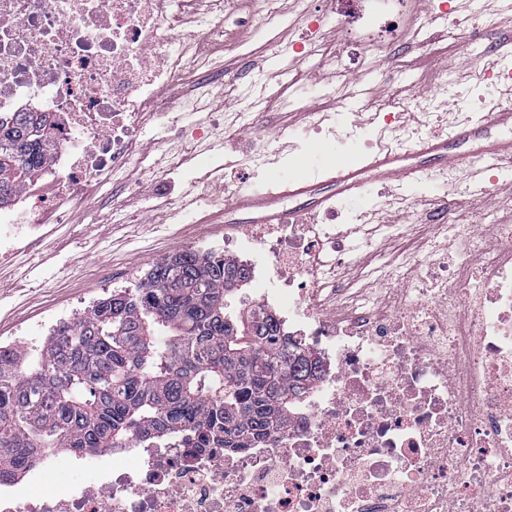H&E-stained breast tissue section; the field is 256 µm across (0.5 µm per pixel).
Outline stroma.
Returning <instances> with one entry per match:
<instances>
[{"label":"stroma","instance_id":"35a3bbf8","mask_svg":"<svg viewBox=\"0 0 512 512\" xmlns=\"http://www.w3.org/2000/svg\"><path fill=\"white\" fill-rule=\"evenodd\" d=\"M410 0L393 47L378 52L346 39L357 13L356 0H310L306 12L281 0L278 17L262 21L263 0H244L224 11V48L205 66L192 67L164 88L165 104L181 100L193 86L209 93L181 120L183 138H173L160 121H149L143 145L156 168L138 169L121 195L103 189L92 207L68 224L44 226L24 235L16 254L0 255V341L31 345L59 319L73 317L119 288L133 287L163 257L205 240L224 242V224H194L184 208L214 213L210 197L238 189H260L288 170L303 167L313 150L339 153L354 132L376 140L383 116L368 110L376 86L397 97L431 93L447 83L445 110L403 119L405 129L426 136L448 128L450 113L486 110L479 67L498 62L494 46L503 32L497 9L502 0ZM320 39L324 52L303 58L299 47ZM235 79L236 106L225 107L224 87L213 74ZM316 112L320 128L300 121ZM224 125L213 129L214 114ZM208 129L198 142L195 128ZM183 157L170 169L171 151ZM421 214L408 221V206ZM340 209L360 223L385 220L406 230L388 240L384 254L399 264L416 249L415 238L456 211L467 224H512V171L484 186L465 178L425 179L389 190L371 187Z\"/></svg>","mask_w":512,"mask_h":512}]
</instances>
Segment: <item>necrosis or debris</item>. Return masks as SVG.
I'll list each match as a JSON object with an SVG mask.
<instances>
[{
	"mask_svg": "<svg viewBox=\"0 0 512 512\" xmlns=\"http://www.w3.org/2000/svg\"><path fill=\"white\" fill-rule=\"evenodd\" d=\"M197 0H0V113L60 115L38 179L0 211V252L25 230L88 209L109 181L148 167L156 93L224 44L222 18L172 49ZM333 225L225 240L271 276L278 305L321 372L285 428L254 448H100L90 474L39 495L0 480V512H512V224H439L401 285L387 265L339 277Z\"/></svg>",
	"mask_w": 512,
	"mask_h": 512,
	"instance_id": "necrosis-or-debris-1",
	"label": "necrosis or debris"
}]
</instances>
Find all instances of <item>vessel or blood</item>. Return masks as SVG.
Wrapping results in <instances>:
<instances>
[{"label": "vessel or blood", "mask_w": 512, "mask_h": 512, "mask_svg": "<svg viewBox=\"0 0 512 512\" xmlns=\"http://www.w3.org/2000/svg\"><path fill=\"white\" fill-rule=\"evenodd\" d=\"M505 95V102L493 104L478 119L454 122L448 133L429 134L411 146L385 147L354 162L341 157L322 161L314 174L282 178L264 189L236 194L231 209L251 224L304 221L329 208L332 199L359 197L372 185L413 183L461 164L472 181L488 170L511 167L512 85Z\"/></svg>", "instance_id": "obj_1"}]
</instances>
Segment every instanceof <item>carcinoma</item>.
Wrapping results in <instances>:
<instances>
[{
  "mask_svg": "<svg viewBox=\"0 0 512 512\" xmlns=\"http://www.w3.org/2000/svg\"><path fill=\"white\" fill-rule=\"evenodd\" d=\"M54 129L51 112L0 115V205L41 171ZM250 282L236 260L173 253L35 344L0 345V476L45 448H248L283 426L319 360L236 300Z\"/></svg>",
  "mask_w": 512,
  "mask_h": 512,
  "instance_id": "1",
  "label": "carcinoma"
}]
</instances>
